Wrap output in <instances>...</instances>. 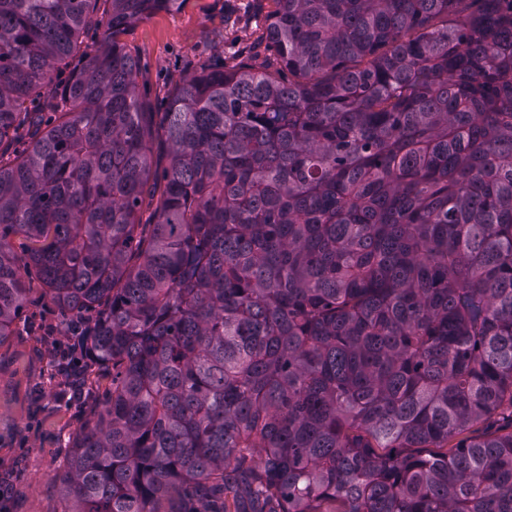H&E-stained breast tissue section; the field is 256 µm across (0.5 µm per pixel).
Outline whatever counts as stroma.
Here are the masks:
<instances>
[{
	"mask_svg": "<svg viewBox=\"0 0 512 512\" xmlns=\"http://www.w3.org/2000/svg\"><path fill=\"white\" fill-rule=\"evenodd\" d=\"M272 0H186L138 22L122 40L137 58V91L165 111L188 73L273 58L265 30ZM22 319L0 344V483L13 487L10 512H66L60 474L69 440L103 405L108 381L89 356L66 359L73 342L62 310L35 272Z\"/></svg>",
	"mask_w": 512,
	"mask_h": 512,
	"instance_id": "35a3bbf8",
	"label": "stroma"
}]
</instances>
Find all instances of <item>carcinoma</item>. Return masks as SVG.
<instances>
[{
    "instance_id": "obj_1",
    "label": "carcinoma",
    "mask_w": 512,
    "mask_h": 512,
    "mask_svg": "<svg viewBox=\"0 0 512 512\" xmlns=\"http://www.w3.org/2000/svg\"><path fill=\"white\" fill-rule=\"evenodd\" d=\"M184 2L0 0V345L33 268L110 378L69 512H512V431L444 448L512 426V14L273 0L152 112ZM272 8V0H187L138 22L121 36L138 60V94L164 112L169 90L188 73L274 59L265 38Z\"/></svg>"
}]
</instances>
